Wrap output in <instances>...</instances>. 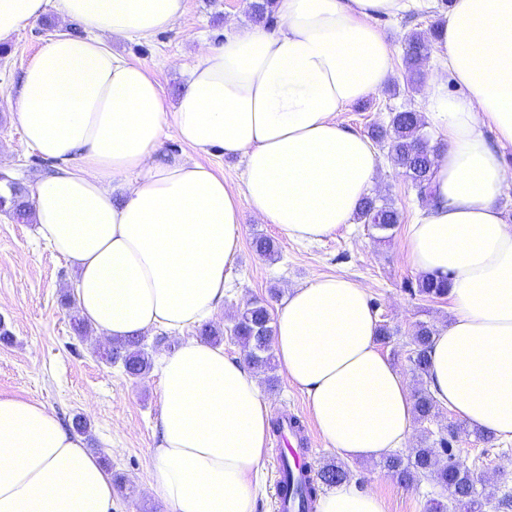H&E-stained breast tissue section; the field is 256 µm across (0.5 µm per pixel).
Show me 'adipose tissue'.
I'll list each match as a JSON object with an SVG mask.
<instances>
[{"mask_svg":"<svg viewBox=\"0 0 512 512\" xmlns=\"http://www.w3.org/2000/svg\"><path fill=\"white\" fill-rule=\"evenodd\" d=\"M416 0H281L274 30L234 25L201 49L174 106L114 36L174 29L186 0H0V40L55 10L57 35L14 99L26 143L54 162L32 192L41 240L74 268L79 310L114 341L217 318L240 248V201L289 239L353 224L377 183L369 138L340 114L392 77L377 26ZM423 115L442 137L430 194L407 235L420 274L450 275L453 317L429 350L428 388L470 430L512 438V0H453L429 30ZM456 84L458 93L448 91ZM244 162L241 193L202 162L163 154L167 135ZM366 288L326 275L291 288L273 345L328 447L378 460L406 447L413 400L378 347ZM151 487L168 512H255L269 405L245 359L189 339L158 357ZM110 473L46 405L0 394V512H112ZM318 512H386L347 479Z\"/></svg>","mask_w":512,"mask_h":512,"instance_id":"adipose-tissue-1","label":"adipose tissue"}]
</instances>
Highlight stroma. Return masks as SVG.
<instances>
[{
    "label": "stroma",
    "mask_w": 512,
    "mask_h": 512,
    "mask_svg": "<svg viewBox=\"0 0 512 512\" xmlns=\"http://www.w3.org/2000/svg\"><path fill=\"white\" fill-rule=\"evenodd\" d=\"M247 4L248 0H188L187 12L174 29L146 40L116 38L111 45L126 60L148 69L172 104L199 49L223 40L230 20L250 24ZM46 16V21L15 33L7 42V54L0 55V177L28 188L49 164L25 143L8 100L23 69L57 32H84L79 24L57 23L55 11H47ZM432 24L431 13L419 10L379 19L391 43L394 74L365 106L355 105L342 113L346 125L366 133L388 125L393 112L421 110V88L411 83L403 56L408 35L427 32ZM164 148L211 165L223 174L229 188L242 189L244 165L239 158L218 151L198 153L172 136L165 139ZM376 149L381 166L375 193L390 199L401 215L393 230L382 233L356 223L317 243L295 242L275 225L261 223L248 203H241V249L227 278L224 310L215 321L226 332L227 356L242 354L240 344L227 332L247 300L266 299L271 290L283 293L328 274L344 275L366 286L379 323L393 333L381 350L402 372L411 368L408 350L418 324L437 327L448 321L449 300L415 294L419 275L407 261L408 227L424 200L390 161L387 146L380 143ZM259 235L273 241L274 257L256 251L253 241ZM74 278V270L38 238L35 225L0 213V328L8 332L7 339H0V394L39 401L68 427L75 417L85 418L88 451L110 474L123 475L130 485L128 491L116 493L115 512H165L151 489V450L158 440V376L153 372L140 378L127 375L122 365L104 359L105 342L77 334L64 304ZM272 375L273 385L263 389L271 416L292 414L301 419L316 465L336 460V452L328 448L309 414L305 394L288 383L280 370ZM455 451L465 467L477 474L479 492L496 500L512 495V441L486 443L464 430ZM345 467L360 489L384 498L387 512H428L430 499H448L446 492L427 480L410 489L401 487L374 461H349Z\"/></svg>",
    "instance_id": "1"
}]
</instances>
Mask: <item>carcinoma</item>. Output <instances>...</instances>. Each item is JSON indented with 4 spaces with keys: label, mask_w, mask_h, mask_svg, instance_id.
Wrapping results in <instances>:
<instances>
[{
    "label": "carcinoma",
    "mask_w": 512,
    "mask_h": 512,
    "mask_svg": "<svg viewBox=\"0 0 512 512\" xmlns=\"http://www.w3.org/2000/svg\"><path fill=\"white\" fill-rule=\"evenodd\" d=\"M251 18L257 23L271 24L276 11V0H251L248 5ZM429 53V41L425 35L414 32L409 35L405 47L404 61L413 82L418 83L424 76L425 59ZM425 121L421 113L415 110L394 112L388 126L372 129L371 136L379 143L388 145L391 162L402 168L418 194L423 195L432 180L435 157L439 150L423 133ZM0 210L12 216L16 221L31 222L32 207L29 204L26 188L19 182L12 181L0 189ZM356 221L373 229L387 231L400 223V215L393 204L379 196H368L359 205ZM450 276L419 277L417 293L431 298L448 295ZM272 317L270 305L266 300H250L242 309L230 335L242 346L247 364L253 368H272L271 352ZM435 329L425 323L420 324L411 344L409 355L411 370L419 382L414 392V413L420 423L433 422L439 414L436 404L425 379L428 375V349L431 346ZM144 337L131 336L113 343L104 352L106 360L123 363L126 372L136 378L147 374L152 362L143 348ZM290 425L295 433L303 431L301 421L296 417L276 418L271 420V432L280 435L285 426ZM460 427L450 422L439 432L433 444L422 439L420 446L405 456L393 452L381 459L380 465L402 486L413 487L427 479L444 490L451 491L453 501L463 512H485L487 500L477 490L470 471L459 466L456 461L453 443L458 438ZM348 478L343 466L329 462L317 471V483L311 484L297 477L289 470H284L279 481V488L299 500L301 512H307L309 502L317 501L319 485L331 486Z\"/></svg>",
    "instance_id": "cac0c4a2"
}]
</instances>
